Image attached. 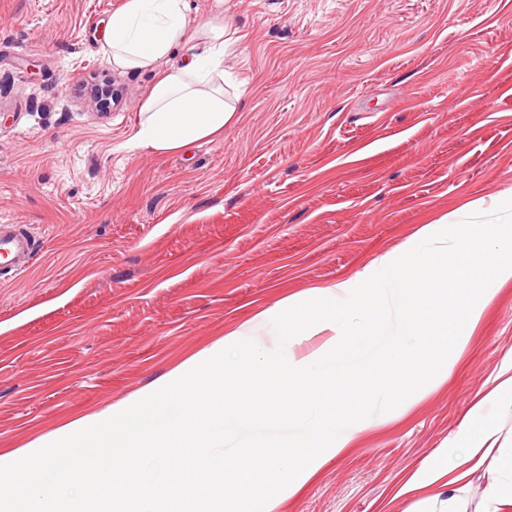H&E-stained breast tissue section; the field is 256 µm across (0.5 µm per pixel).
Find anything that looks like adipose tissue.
Masks as SVG:
<instances>
[{
	"label": "adipose tissue",
	"instance_id": "adipose-tissue-1",
	"mask_svg": "<svg viewBox=\"0 0 512 512\" xmlns=\"http://www.w3.org/2000/svg\"><path fill=\"white\" fill-rule=\"evenodd\" d=\"M227 34L223 20L215 16L192 23L188 0H125L112 12L100 48L103 57L123 70L163 71L140 107L136 147L167 154L223 134L235 112L224 98ZM198 36L205 41L202 52L168 65L176 49ZM489 404L512 409V353L445 447L417 466L399 488V496L415 499L407 512H468L457 486L477 474L485 479L478 512H512V436H503L499 421L485 414ZM439 484L448 489L442 503L429 494Z\"/></svg>",
	"mask_w": 512,
	"mask_h": 512
}]
</instances>
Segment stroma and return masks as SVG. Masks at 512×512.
Listing matches in <instances>:
<instances>
[{
  "label": "stroma",
  "instance_id": "1",
  "mask_svg": "<svg viewBox=\"0 0 512 512\" xmlns=\"http://www.w3.org/2000/svg\"><path fill=\"white\" fill-rule=\"evenodd\" d=\"M123 0H0V450L161 382L415 224L512 199V0H224L223 138L134 147L159 75L100 54ZM111 80L109 107L84 86ZM512 351V284L453 374L279 512H405L395 491ZM35 245V236L28 225L0 223V265H9L4 273L13 276L25 273L32 265Z\"/></svg>",
  "mask_w": 512,
  "mask_h": 512
}]
</instances>
